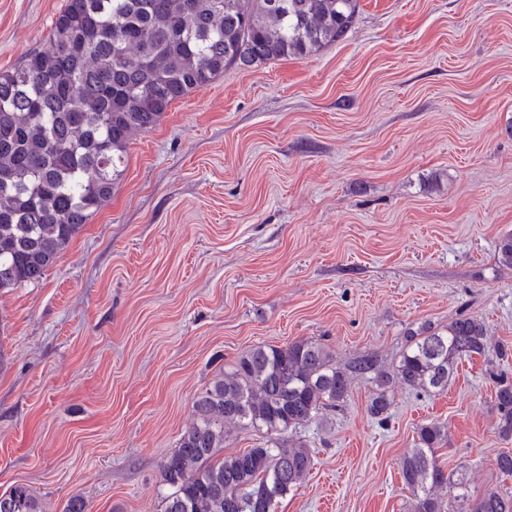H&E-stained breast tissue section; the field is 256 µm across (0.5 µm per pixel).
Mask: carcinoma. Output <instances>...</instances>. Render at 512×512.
I'll return each instance as SVG.
<instances>
[{"instance_id": "carcinoma-1", "label": "carcinoma", "mask_w": 512, "mask_h": 512, "mask_svg": "<svg viewBox=\"0 0 512 512\" xmlns=\"http://www.w3.org/2000/svg\"><path fill=\"white\" fill-rule=\"evenodd\" d=\"M358 11L359 0H66L49 48L0 73V290L46 275L112 196L134 134L150 131L174 101L227 68L299 60L340 41ZM496 251L512 267L511 231ZM487 344L483 321L462 317L409 333L391 369L371 353L338 362L310 340L246 350L193 399L191 423L158 466L161 512H277L314 465L288 432L341 408L356 380L372 386L368 411L382 422L394 382L443 392L458 362ZM492 380L499 434L510 438L512 379ZM238 430L263 442L224 454ZM447 440L444 424H424L400 460L414 512H444L446 487L457 512H512V493L474 498L465 477L444 470L437 452ZM5 501L10 509L0 512H46L25 486Z\"/></svg>"}]
</instances>
